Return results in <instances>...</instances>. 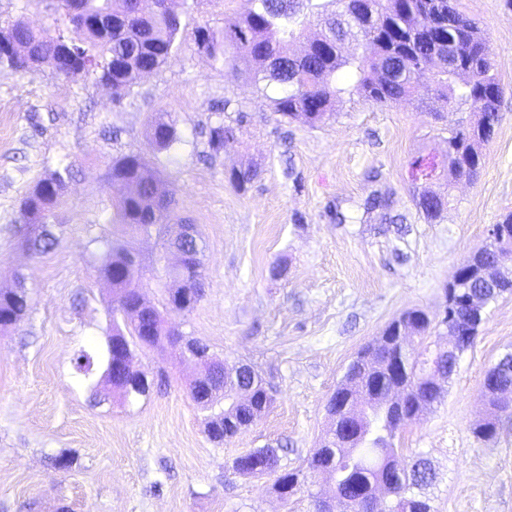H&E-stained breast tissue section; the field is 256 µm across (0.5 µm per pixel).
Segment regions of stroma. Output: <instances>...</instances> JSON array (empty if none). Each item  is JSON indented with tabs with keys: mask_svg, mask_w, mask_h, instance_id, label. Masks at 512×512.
<instances>
[{
	"mask_svg": "<svg viewBox=\"0 0 512 512\" xmlns=\"http://www.w3.org/2000/svg\"><path fill=\"white\" fill-rule=\"evenodd\" d=\"M240 6L198 0L182 16L177 51L117 97L46 64L0 74V289L21 280L32 295L24 319L0 328V512H314L335 486L308 460L332 426L326 404L353 356L407 309L439 317L458 265L512 212V0H458L489 36L504 95L478 179L455 184L435 224L413 202L407 162L419 147L442 144L447 119L353 92L317 126L282 118L194 42L196 27L223 26ZM155 116L174 124L170 149L148 138ZM222 123L242 133L216 153L210 130ZM128 154L150 159L177 216L205 242V295L191 312L167 313L168 322L276 388L261 420L221 446L207 439L188 394L197 368L173 345L132 347L135 368L167 376L136 402L119 400L101 368L88 375L75 366L112 332V290L94 266L116 240L110 168ZM61 161L75 176L55 211L60 244L34 256L18 234L30 222L22 201ZM234 161L256 170L246 190L228 181ZM377 191L390 193L398 222L365 212ZM337 207L347 223L332 219ZM511 349L506 295L441 402L397 436L439 473L434 512H512V418L492 439L472 434L489 414L484 377ZM266 447L281 449L282 469L301 472L288 499L273 492V476L230 469ZM62 455L73 460L63 471L54 466Z\"/></svg>",
	"mask_w": 512,
	"mask_h": 512,
	"instance_id": "1",
	"label": "stroma"
}]
</instances>
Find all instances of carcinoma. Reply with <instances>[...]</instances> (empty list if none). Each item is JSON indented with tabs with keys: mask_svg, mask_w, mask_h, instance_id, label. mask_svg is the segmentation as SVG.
<instances>
[{
	"mask_svg": "<svg viewBox=\"0 0 512 512\" xmlns=\"http://www.w3.org/2000/svg\"><path fill=\"white\" fill-rule=\"evenodd\" d=\"M55 21L70 20L72 0H40ZM94 16L112 17V30L103 32L92 24L56 27L54 31L36 30L16 22L0 26V41L13 42L23 48V55L0 53V74H16L42 63L57 66L60 60L58 37L65 40L89 62L86 70L69 76L71 80L94 79L95 83L116 91L129 89L141 75L165 63L180 43L182 18L172 7L176 0H153L155 7L144 9L141 0H85ZM319 27L317 36L299 54H290L285 46L305 38L310 25ZM198 47L210 60L224 68L239 72L255 84L272 88V109L284 118L303 117L316 126L333 111L341 94L352 90L380 106H391L412 98L420 77L427 71L433 81L427 97L419 103L423 112L453 113L455 105L467 104L472 114L469 121H448L445 148H422L408 161L407 177L413 188L416 206L432 224L441 220L449 203V191L460 180L473 181L482 168V144L489 141V130L500 121V99L503 85L495 73L489 41L478 24L460 11L454 0H369L368 10H360L359 0H242V7L221 28L200 26L195 29ZM349 40L365 47L367 54L345 56L343 44ZM240 128L219 125L210 130L209 145L218 152L237 139ZM150 137L161 149L176 141L171 122L158 118L151 122ZM72 163L59 162L49 170L25 197L23 206L35 221L28 225L25 245L35 254L49 252L59 241L53 228L55 209L64 203L67 181L74 177ZM255 177L251 166L231 164L229 182L239 191ZM112 183L121 192L110 199L112 222L127 241L112 246L102 258L99 274L110 281L113 291L112 315L124 308L133 309L146 272L161 268V256L149 264L131 259V241L142 232L161 230L178 223L171 208L174 194L155 201L160 179L151 172L145 157L131 154L112 162ZM203 241L195 253L184 261L185 273L168 272L166 286L170 290L193 289L202 297L205 288L202 256ZM501 262L512 263V213L495 224L491 241L474 263H462L460 284L448 287L451 305L446 317L435 323L426 310L405 311L383 330L392 336L404 322L424 350L428 340L444 330L470 333L475 343L481 327L488 319L483 309L481 319L473 320L465 297L478 292L493 303L505 293L512 294V277L497 268ZM30 310V294L24 287L0 289V327L18 322ZM166 325L163 315L143 311L139 319L128 315L124 325L113 324V330L126 332L127 342L148 347L155 343L150 331ZM417 350H404L388 341L363 348L349 364L344 379L327 403L334 420L333 440L319 444L309 459V468H332L338 472L337 486L340 512H365L360 499L383 495L382 512H433L425 489L431 487L436 472L421 453L402 458L404 468L399 476L391 471L398 449L368 444L360 438L346 442L344 429L349 410L344 402L349 395L362 399L371 386L402 384L408 389L402 407L401 425L415 420V414L439 403L443 388H434L419 377L415 369ZM207 374L210 389L189 391L192 401L204 412V433L218 445L256 422L262 409L270 408L272 398L258 373L246 379L253 386L250 404L232 408L219 418L214 403L230 405L229 396L238 386L232 368L214 362ZM119 394L125 398L149 394L138 375L124 377ZM485 400L493 417L473 428L479 440L494 438L501 416H512V373L507 375L494 364L483 383ZM232 470L238 474H274L295 490L298 473L280 470L274 448H256L245 461L235 458Z\"/></svg>",
	"mask_w": 512,
	"mask_h": 512,
	"instance_id": "obj_1",
	"label": "carcinoma"
}]
</instances>
